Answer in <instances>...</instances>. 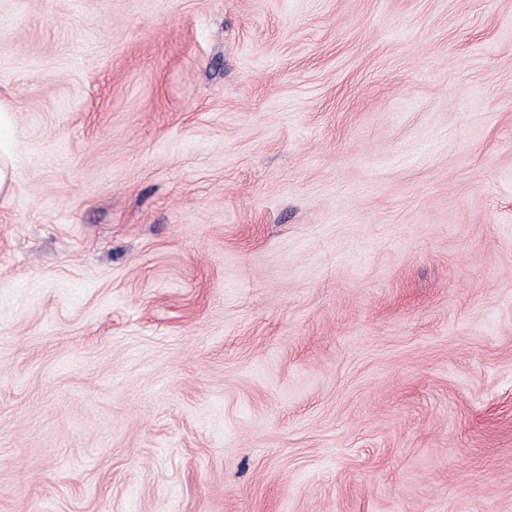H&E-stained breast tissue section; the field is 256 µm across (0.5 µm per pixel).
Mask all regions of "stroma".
Here are the masks:
<instances>
[{
    "mask_svg": "<svg viewBox=\"0 0 512 512\" xmlns=\"http://www.w3.org/2000/svg\"><path fill=\"white\" fill-rule=\"evenodd\" d=\"M0 512H512V0H0ZM15 108L11 99L0 95V195L9 194L14 181Z\"/></svg>",
    "mask_w": 512,
    "mask_h": 512,
    "instance_id": "obj_1",
    "label": "stroma"
}]
</instances>
